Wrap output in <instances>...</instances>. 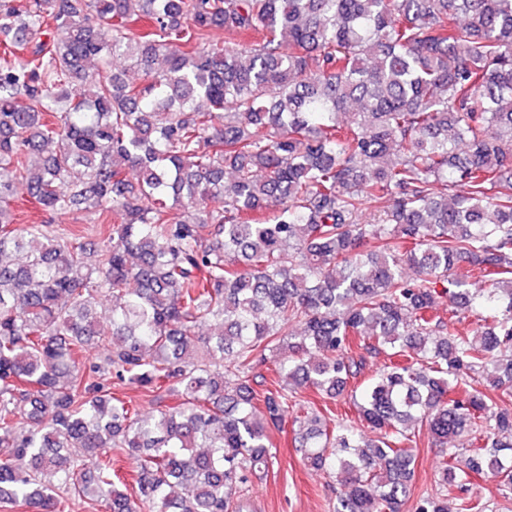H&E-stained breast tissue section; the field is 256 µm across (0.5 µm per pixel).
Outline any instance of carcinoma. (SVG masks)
Here are the masks:
<instances>
[{
  "label": "carcinoma",
  "instance_id": "1",
  "mask_svg": "<svg viewBox=\"0 0 512 512\" xmlns=\"http://www.w3.org/2000/svg\"><path fill=\"white\" fill-rule=\"evenodd\" d=\"M23 183L40 224L5 209ZM74 211L93 263L54 229ZM112 378L176 402L145 417ZM308 389L375 431L294 417L333 512L512 489V0H0V503L242 512ZM423 430L442 452L416 497ZM114 449L140 461L129 494ZM95 218L96 216L91 213L75 212L74 214L59 217L55 222L61 225V227H73L75 225L78 229L85 230L87 241L97 243L100 241L96 234L98 224H92L95 222Z\"/></svg>",
  "mask_w": 512,
  "mask_h": 512
}]
</instances>
